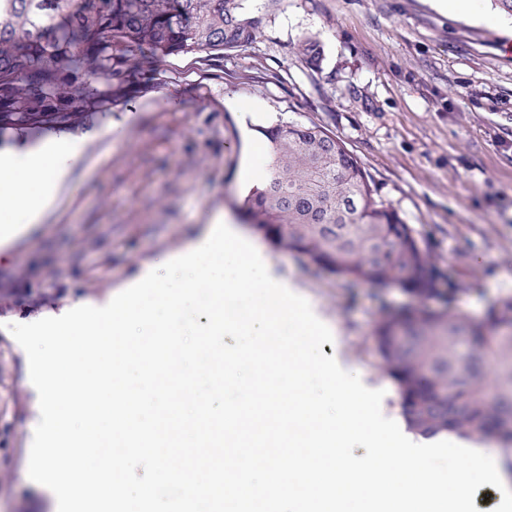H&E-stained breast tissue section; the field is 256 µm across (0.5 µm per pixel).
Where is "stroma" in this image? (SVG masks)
I'll list each match as a JSON object with an SVG mask.
<instances>
[{"label":"stroma","instance_id":"stroma-1","mask_svg":"<svg viewBox=\"0 0 512 512\" xmlns=\"http://www.w3.org/2000/svg\"><path fill=\"white\" fill-rule=\"evenodd\" d=\"M253 9L256 40L213 56L167 57L148 92L89 116L72 176L40 224L0 254V512H58L28 476L38 423L26 353L7 326L104 300L142 263L175 253L216 217L233 221L271 277L310 303L333 334L322 346L400 420L398 392L373 340L382 315L414 305L396 288L347 287L240 221L249 190L238 167L263 169L253 148L224 144L227 104L255 127L316 123L357 158L376 202L394 210L457 287L452 310L481 320L512 297V18L493 0H277ZM324 49L319 68L299 46ZM237 169H228L226 157Z\"/></svg>","mask_w":512,"mask_h":512}]
</instances>
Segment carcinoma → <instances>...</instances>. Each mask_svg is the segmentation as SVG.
I'll return each mask as SVG.
<instances>
[{"mask_svg":"<svg viewBox=\"0 0 512 512\" xmlns=\"http://www.w3.org/2000/svg\"><path fill=\"white\" fill-rule=\"evenodd\" d=\"M250 0H7L0 5V131L66 128L106 112L134 89L133 71L171 55H215L251 44ZM305 63L324 50L307 38ZM263 179L236 206L277 246L348 284L399 288L423 302L453 299L428 248L374 200L362 167L335 135L279 121L260 128ZM373 339L397 384L409 431L512 445V299L484 319L418 309L375 325Z\"/></svg>","mask_w":512,"mask_h":512,"instance_id":"carcinoma-1","label":"carcinoma"}]
</instances>
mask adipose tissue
<instances>
[{"label": "adipose tissue", "instance_id": "ef3b65f1", "mask_svg": "<svg viewBox=\"0 0 512 512\" xmlns=\"http://www.w3.org/2000/svg\"><path fill=\"white\" fill-rule=\"evenodd\" d=\"M72 157L63 134L0 148V251L39 224L70 177Z\"/></svg>", "mask_w": 512, "mask_h": 512}]
</instances>
